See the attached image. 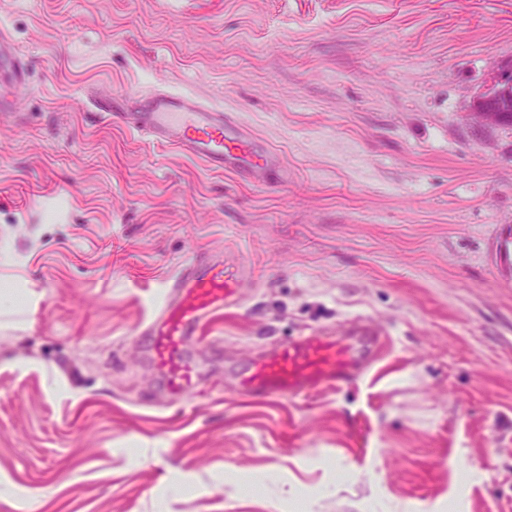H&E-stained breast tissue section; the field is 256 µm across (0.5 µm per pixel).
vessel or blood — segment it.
<instances>
[{
    "label": "vessel or blood",
    "instance_id": "1",
    "mask_svg": "<svg viewBox=\"0 0 512 512\" xmlns=\"http://www.w3.org/2000/svg\"><path fill=\"white\" fill-rule=\"evenodd\" d=\"M27 62L19 56L9 32L0 26V73L14 89L0 97V112L15 110L19 91L27 83ZM102 112L122 120L129 129L153 141L181 149L214 171L231 170L260 178L280 163L274 150L256 138L222 108L186 94L157 90L146 96H120L101 105ZM237 280L226 278L219 262H192L177 270L157 302L146 325L151 357L167 381V391L178 397L195 386L197 366L186 346L199 335L215 312L238 305ZM380 334L357 343L320 333L272 348L253 362L241 377L244 390L262 397L303 396L350 380L366 363L365 355L381 347Z\"/></svg>",
    "mask_w": 512,
    "mask_h": 512
}]
</instances>
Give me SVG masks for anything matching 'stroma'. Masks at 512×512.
I'll use <instances>...</instances> for the list:
<instances>
[{
	"mask_svg": "<svg viewBox=\"0 0 512 512\" xmlns=\"http://www.w3.org/2000/svg\"><path fill=\"white\" fill-rule=\"evenodd\" d=\"M0 512H512V131L465 119L512 0H0ZM165 88L276 150L254 181L106 118ZM196 257L240 307L169 399L143 324ZM387 338L349 384L256 397L271 345ZM27 69L28 64L16 53L9 32L0 26V73L4 72L10 77L14 89L10 97H0V112L16 109L20 92L27 83Z\"/></svg>",
	"mask_w": 512,
	"mask_h": 512,
	"instance_id": "1",
	"label": "stroma"
}]
</instances>
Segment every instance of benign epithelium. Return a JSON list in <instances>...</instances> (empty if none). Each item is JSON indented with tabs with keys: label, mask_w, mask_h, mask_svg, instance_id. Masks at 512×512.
<instances>
[{
	"label": "benign epithelium",
	"mask_w": 512,
	"mask_h": 512,
	"mask_svg": "<svg viewBox=\"0 0 512 512\" xmlns=\"http://www.w3.org/2000/svg\"><path fill=\"white\" fill-rule=\"evenodd\" d=\"M512 99V58L498 62L474 92L468 106V119L481 128L507 129L512 115L503 102Z\"/></svg>",
	"instance_id": "1"
}]
</instances>
